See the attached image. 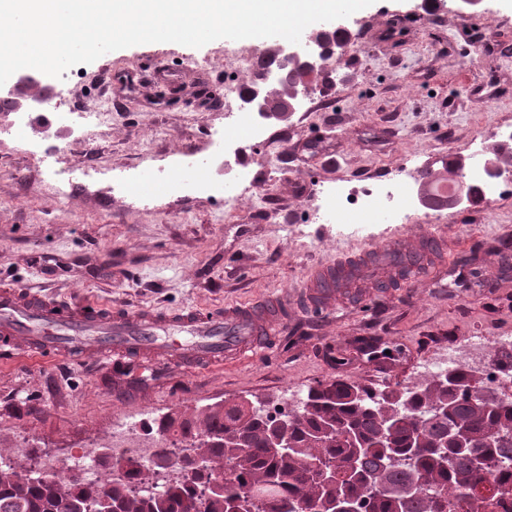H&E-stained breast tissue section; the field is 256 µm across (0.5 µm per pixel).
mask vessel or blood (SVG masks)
I'll use <instances>...</instances> for the list:
<instances>
[{
  "label": "vessel or blood",
  "mask_w": 512,
  "mask_h": 512,
  "mask_svg": "<svg viewBox=\"0 0 512 512\" xmlns=\"http://www.w3.org/2000/svg\"><path fill=\"white\" fill-rule=\"evenodd\" d=\"M341 298L336 269L329 266L305 288L299 309L312 318L334 310ZM288 301L227 305L206 313L174 315L112 310L86 301L79 305L0 283V349L33 357L64 355L76 362L131 358L151 367L171 359L193 366L238 361L275 341L288 320Z\"/></svg>",
  "instance_id": "b4317fda"
}]
</instances>
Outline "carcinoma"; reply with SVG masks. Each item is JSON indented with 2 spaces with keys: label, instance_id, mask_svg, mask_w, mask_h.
<instances>
[{
  "label": "carcinoma",
  "instance_id": "obj_1",
  "mask_svg": "<svg viewBox=\"0 0 512 512\" xmlns=\"http://www.w3.org/2000/svg\"><path fill=\"white\" fill-rule=\"evenodd\" d=\"M284 419L288 452L278 453ZM150 431L162 444L152 465L130 458L117 478L102 460L97 484L26 480L38 447L25 465L0 453V512H96L103 489L106 512H229L245 489L255 512H336L367 479L381 491L362 512H501L512 500V397L460 367L414 388L318 381L290 419L225 400L154 414ZM317 462L353 474L327 484ZM228 467L233 479L211 490Z\"/></svg>",
  "mask_w": 512,
  "mask_h": 512
}]
</instances>
